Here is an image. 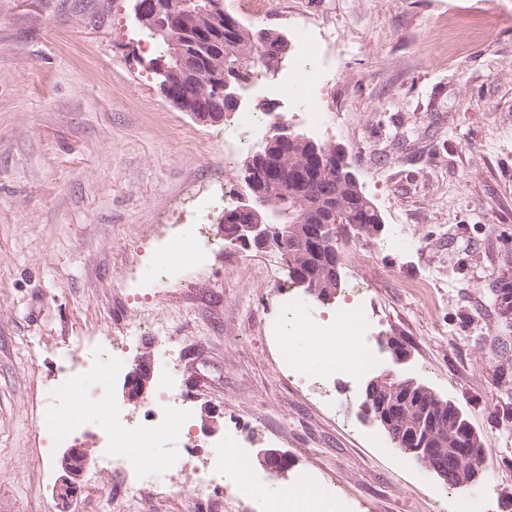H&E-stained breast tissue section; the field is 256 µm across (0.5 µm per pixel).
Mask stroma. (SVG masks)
Returning a JSON list of instances; mask_svg holds the SVG:
<instances>
[{
	"mask_svg": "<svg viewBox=\"0 0 512 512\" xmlns=\"http://www.w3.org/2000/svg\"><path fill=\"white\" fill-rule=\"evenodd\" d=\"M134 0H0V512H236L224 485L208 499L171 492L130 498L110 436L84 422L68 439L42 427L47 402L82 376L111 412L132 409L109 372L117 339L151 351L154 381L192 393L190 427L154 437L156 459L245 450L264 488L305 484L335 512H512V331L494 291L512 286V0H266L251 28L298 51L310 27L330 66L291 105L260 71L240 110L281 116L317 143L341 148L383 229H355L371 262L343 261L323 302L295 287L280 255L224 236V192L251 151L232 119L205 124L170 104L148 67L162 41L131 21ZM326 115L323 126L307 112ZM232 163H225V152ZM215 202L190 215L194 189ZM212 240L197 269L177 263L186 225ZM287 287L319 322L354 291L367 294L376 363L348 383L289 378L271 326ZM148 317L172 336L164 351L138 332ZM407 363L389 367L390 340ZM450 399L480 438L487 472L448 487L391 437L362 401L384 368ZM92 448L68 507L55 487L60 459ZM263 448L288 469L257 465Z\"/></svg>",
	"mask_w": 512,
	"mask_h": 512,
	"instance_id": "stroma-1",
	"label": "stroma"
}]
</instances>
